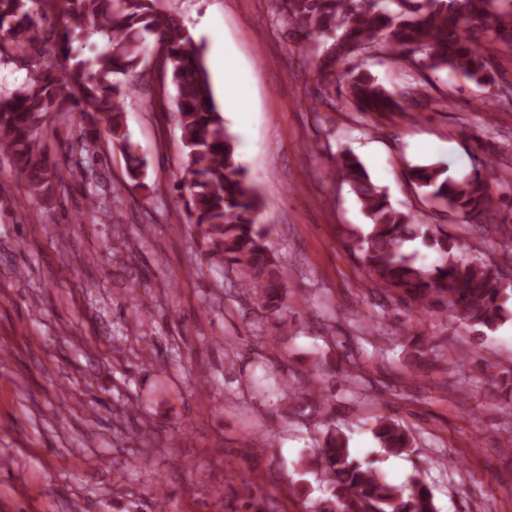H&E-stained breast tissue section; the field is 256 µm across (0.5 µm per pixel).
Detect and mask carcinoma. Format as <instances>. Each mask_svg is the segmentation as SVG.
I'll return each mask as SVG.
<instances>
[{
  "mask_svg": "<svg viewBox=\"0 0 512 512\" xmlns=\"http://www.w3.org/2000/svg\"><path fill=\"white\" fill-rule=\"evenodd\" d=\"M156 5L157 0H0V65L23 57L27 66L18 84L0 87V151L11 155L30 200L52 197L62 180L58 163L45 150L57 135L47 118L76 114L81 136L69 145L76 171L99 162L104 135L125 156L133 187L148 189V163L129 140L125 110L145 78L149 38H154L174 88L183 151L175 190L188 223L202 238L208 263L231 267L237 288L261 308L285 310L288 286L268 245L263 200L214 98L205 46L177 16ZM272 6L302 47L319 80L318 98L329 108L336 88L345 87V102L357 112L401 110L369 70L381 56L412 68L422 63V54L433 71L459 72L491 86L476 31L512 48V0H272ZM77 31L91 48L87 57L73 46ZM336 162L367 219L366 232L354 235L351 247L375 288L427 312L444 311L468 328L493 331L512 317L507 307L512 282L500 271V264H512V230L481 176L454 180L439 164L414 165L409 173L429 205L457 213L466 224L500 228V256L489 260L457 254L447 233L413 211L395 208L353 153L343 151ZM417 239L438 255L435 264L421 262L416 250H404ZM320 427L322 442L298 462L321 483L313 512H438L433 488L420 474L390 484L375 461L352 453L333 415ZM372 432L385 456L414 452L412 434L388 415L375 417Z\"/></svg>",
  "mask_w": 512,
  "mask_h": 512,
  "instance_id": "obj_1",
  "label": "carcinoma"
}]
</instances>
